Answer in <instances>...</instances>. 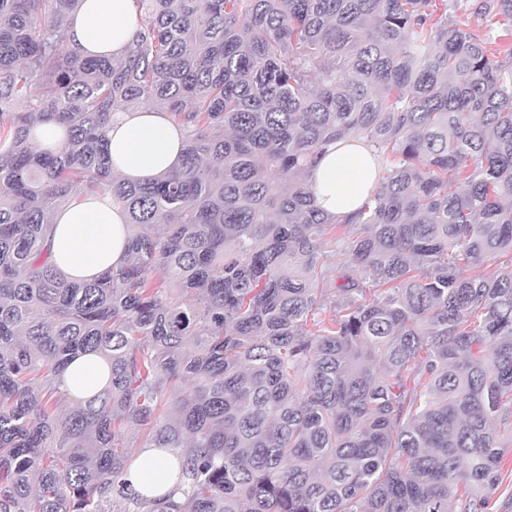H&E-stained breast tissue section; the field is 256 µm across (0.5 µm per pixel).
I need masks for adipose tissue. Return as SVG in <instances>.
<instances>
[{"mask_svg": "<svg viewBox=\"0 0 512 512\" xmlns=\"http://www.w3.org/2000/svg\"><path fill=\"white\" fill-rule=\"evenodd\" d=\"M138 29L134 0H80L68 20L70 46L83 56L123 57ZM112 172L128 181H146L175 170L183 149V130L166 113L148 107L117 113L107 133ZM378 185L370 150L358 142L326 146L317 156L309 190L316 205L331 215L358 211ZM127 216L111 195L83 196L59 209L52 224V259L74 281H90L123 265L127 254ZM109 364L86 355L62 371L59 386L83 402L110 382ZM176 459L156 448L139 449L128 469L130 489L148 498L163 496L179 479Z\"/></svg>", "mask_w": 512, "mask_h": 512, "instance_id": "1", "label": "adipose tissue"}]
</instances>
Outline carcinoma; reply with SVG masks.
<instances>
[{
  "instance_id": "cac0c4a2",
  "label": "carcinoma",
  "mask_w": 512,
  "mask_h": 512,
  "mask_svg": "<svg viewBox=\"0 0 512 512\" xmlns=\"http://www.w3.org/2000/svg\"><path fill=\"white\" fill-rule=\"evenodd\" d=\"M135 2L115 61L71 48L79 0H0V512H501L512 49L469 19L512 39V0ZM144 102L181 164L120 180L108 127ZM38 123L68 139L39 149ZM342 139L381 174L345 217L306 186ZM101 192L127 259L74 283L50 216ZM82 354L112 379L66 408ZM131 430L185 500L120 481Z\"/></svg>"
}]
</instances>
